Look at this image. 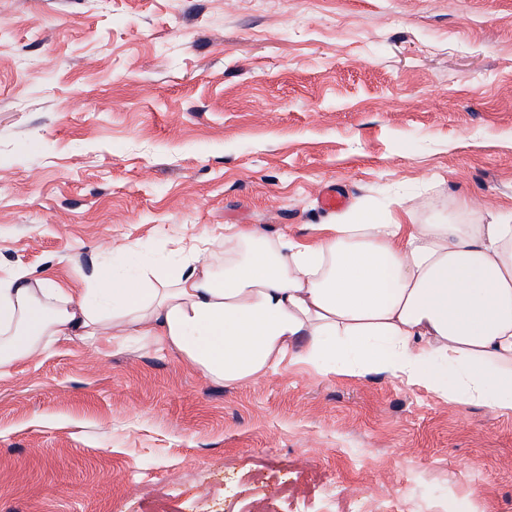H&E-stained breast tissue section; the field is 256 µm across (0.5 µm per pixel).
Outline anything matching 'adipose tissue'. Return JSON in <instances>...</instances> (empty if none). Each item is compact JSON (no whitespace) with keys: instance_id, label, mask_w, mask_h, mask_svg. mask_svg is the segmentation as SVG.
Returning a JSON list of instances; mask_svg holds the SVG:
<instances>
[{"instance_id":"obj_1","label":"adipose tissue","mask_w":512,"mask_h":512,"mask_svg":"<svg viewBox=\"0 0 512 512\" xmlns=\"http://www.w3.org/2000/svg\"><path fill=\"white\" fill-rule=\"evenodd\" d=\"M173 253L131 282L107 265L81 288L23 267L0 276V376L73 336L136 338L226 383L292 361L512 413V210L422 222L357 206L304 242L228 224Z\"/></svg>"}]
</instances>
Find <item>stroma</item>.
I'll return each instance as SVG.
<instances>
[{
  "mask_svg": "<svg viewBox=\"0 0 512 512\" xmlns=\"http://www.w3.org/2000/svg\"><path fill=\"white\" fill-rule=\"evenodd\" d=\"M347 205L512 209V0H0V275ZM512 512V414L77 336L0 377V512Z\"/></svg>",
  "mask_w": 512,
  "mask_h": 512,
  "instance_id": "stroma-1",
  "label": "stroma"
}]
</instances>
